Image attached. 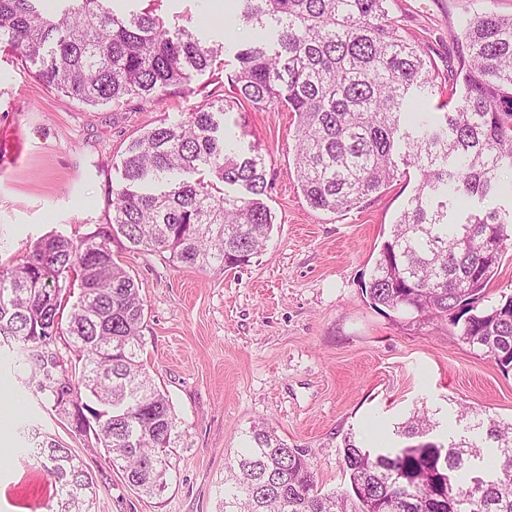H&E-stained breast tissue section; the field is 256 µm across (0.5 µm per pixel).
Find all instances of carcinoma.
<instances>
[{"instance_id":"1","label":"carcinoma","mask_w":512,"mask_h":512,"mask_svg":"<svg viewBox=\"0 0 512 512\" xmlns=\"http://www.w3.org/2000/svg\"><path fill=\"white\" fill-rule=\"evenodd\" d=\"M107 0H0V44L36 67L48 88L91 107L151 103L213 69L222 48L169 29L150 3L124 15ZM256 36L235 53L232 97L208 100L179 124L132 141L112 218L74 241L42 237L22 264L0 271V336L30 357L25 385L61 418L86 419L97 447L146 495L166 485L179 428L169 396L140 360L144 301L113 247L170 254L204 270L244 267L269 238L265 159L239 153L220 128L239 101L285 107L296 120L295 172L310 206L341 212L414 168L419 183L381 245L365 293L371 303L440 318L512 370V295L479 308L506 248L512 208L493 203L512 176V16L482 13L462 30L448 100L424 49L398 33L392 0H238ZM68 337L73 380L52 344ZM428 409L393 439L344 438L349 490L318 488L304 448L266 421L253 423L226 467L222 512H512V423L468 419L473 438L446 440ZM36 457L55 482L57 512H91L96 482L83 460L35 434Z\"/></svg>"}]
</instances>
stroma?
<instances>
[{
  "instance_id": "obj_1",
  "label": "stroma",
  "mask_w": 512,
  "mask_h": 512,
  "mask_svg": "<svg viewBox=\"0 0 512 512\" xmlns=\"http://www.w3.org/2000/svg\"><path fill=\"white\" fill-rule=\"evenodd\" d=\"M159 15L224 53L213 71L154 104L90 107L46 88L0 45V270L23 263L37 239H77L107 223L124 182L128 144L160 123L176 124L204 100L223 97L236 61L231 13L210 0H159ZM512 0H393L402 34L421 43L440 78L461 50L465 22ZM241 148L257 147L271 187L274 224L248 266L204 270L149 250H119L141 286L140 359L170 397L183 437L170 456L167 486L149 498L130 487L104 454L90 450L25 386L24 356L0 345V407L12 405L9 457L0 463V512H55L49 476L28 435L72 448L98 484L92 512H219L225 466L255 422L271 423L305 448L319 487L343 491V439L363 440L374 418L393 427L416 406L435 410L459 434V405L512 419V373L458 339L447 322L379 310L364 291L376 255L413 195L416 174L358 207H310L294 169V124L286 109L244 102L224 116Z\"/></svg>"
}]
</instances>
